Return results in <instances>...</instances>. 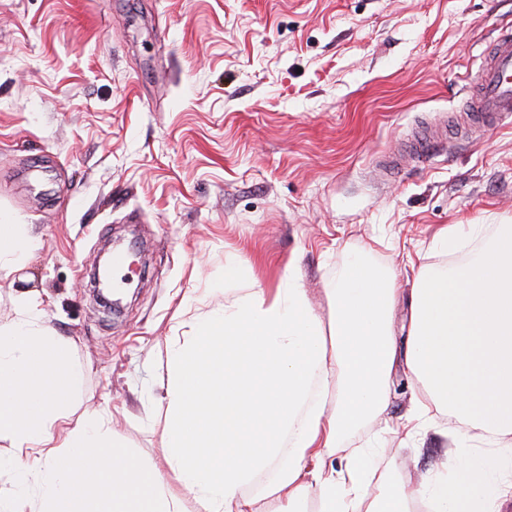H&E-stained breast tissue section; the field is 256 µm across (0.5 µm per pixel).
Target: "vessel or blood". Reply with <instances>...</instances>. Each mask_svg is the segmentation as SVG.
<instances>
[{
    "instance_id": "1",
    "label": "vessel or blood",
    "mask_w": 512,
    "mask_h": 512,
    "mask_svg": "<svg viewBox=\"0 0 512 512\" xmlns=\"http://www.w3.org/2000/svg\"><path fill=\"white\" fill-rule=\"evenodd\" d=\"M512 117V28L503 27L488 44L484 61L467 80V99L454 123L428 125L404 140L383 161L385 173L400 169L406 161H425L448 139L449 128L479 136L486 128L502 125Z\"/></svg>"
}]
</instances>
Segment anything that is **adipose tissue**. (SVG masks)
<instances>
[{
  "mask_svg": "<svg viewBox=\"0 0 512 512\" xmlns=\"http://www.w3.org/2000/svg\"><path fill=\"white\" fill-rule=\"evenodd\" d=\"M405 340L397 276L350 257L316 314L295 273L252 285L172 337L161 463L131 454L103 415L70 426L82 370L33 294L0 326V439L27 496L0 489V512H505L512 506V224L464 263H411ZM414 379L408 435L438 427L452 446L435 474L370 479L371 451L328 464L343 436L381 416L396 368ZM273 477L255 497L243 490Z\"/></svg>",
  "mask_w": 512,
  "mask_h": 512,
  "instance_id": "adipose-tissue-1",
  "label": "adipose tissue"
}]
</instances>
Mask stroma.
Instances as JSON below:
<instances>
[{"label": "stroma", "instance_id": "obj_1", "mask_svg": "<svg viewBox=\"0 0 512 512\" xmlns=\"http://www.w3.org/2000/svg\"><path fill=\"white\" fill-rule=\"evenodd\" d=\"M512 25V0H0V215L34 249L0 271V324L35 291L43 322L85 368L87 409L148 462L165 447L171 337L200 299L223 302L246 257L268 288L294 266L315 311L366 244L412 279L443 265L451 224H512V123L439 148L388 182L376 159L459 110L467 74ZM144 249L120 313L87 283L115 239ZM413 381L396 370L386 414L331 462L376 443V473L411 480L444 460L434 431L409 438Z\"/></svg>", "mask_w": 512, "mask_h": 512}]
</instances>
